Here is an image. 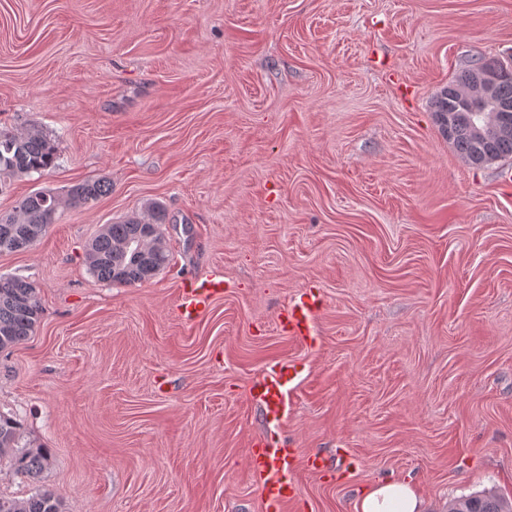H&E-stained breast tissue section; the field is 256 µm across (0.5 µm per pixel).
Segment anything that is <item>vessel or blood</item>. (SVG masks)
<instances>
[{
	"label": "vessel or blood",
	"instance_id": "obj_1",
	"mask_svg": "<svg viewBox=\"0 0 512 512\" xmlns=\"http://www.w3.org/2000/svg\"><path fill=\"white\" fill-rule=\"evenodd\" d=\"M225 283L215 278L202 283L188 282L181 289L176 310L183 320H191L206 312L212 303L223 295ZM319 297L313 290L301 292L285 306L278 324L295 342L306 345L314 336V320L319 308ZM300 374L298 364L292 360L268 365L262 374L253 379L248 388L252 402L261 407L266 420L280 425L288 413V391ZM294 456L285 442L258 444L251 460L252 471L261 484L265 512H284L295 501L298 490L291 474Z\"/></svg>",
	"mask_w": 512,
	"mask_h": 512
}]
</instances>
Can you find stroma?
<instances>
[{
	"label": "stroma",
	"mask_w": 512,
	"mask_h": 512,
	"mask_svg": "<svg viewBox=\"0 0 512 512\" xmlns=\"http://www.w3.org/2000/svg\"><path fill=\"white\" fill-rule=\"evenodd\" d=\"M512 58V0H0V127L35 124L54 167L0 192L110 185L33 246L35 332L0 352V412L46 449L64 512H263L254 440L297 444L287 512H356L412 481L427 512L512 500V159L465 162L431 99L470 61ZM163 204L170 262L103 282L85 248ZM228 288L190 322L180 288ZM323 299L315 341L277 317ZM301 367L281 426L250 382ZM346 449L349 474L304 456ZM448 512H512V503L492 491L462 496L448 503Z\"/></svg>",
	"instance_id": "1"
}]
</instances>
